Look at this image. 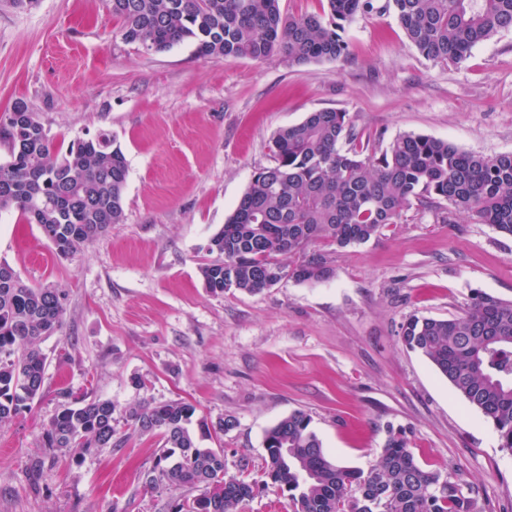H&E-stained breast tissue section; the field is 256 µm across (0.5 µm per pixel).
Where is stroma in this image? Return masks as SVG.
<instances>
[{
  "mask_svg": "<svg viewBox=\"0 0 512 512\" xmlns=\"http://www.w3.org/2000/svg\"><path fill=\"white\" fill-rule=\"evenodd\" d=\"M343 37L344 59L301 66L206 57L190 42L148 53L122 39L104 0H0V118L22 101L55 138L107 130L129 167L122 222L69 257L38 225L0 215V260L67 295L62 330L41 343L40 395L0 427V512H169L188 491L142 483L158 440L126 411L144 399L234 420L221 446L227 476L255 484L243 512H290L263 476L264 436L296 410L341 465L367 469L401 428L431 468L474 489L479 512H512V453L398 336L410 315L458 314L477 290L511 300L512 236L415 206L376 240L330 253L328 281L204 286L210 237L273 164L276 131L307 113L346 112L367 139L512 152V29L458 65L422 56L391 13ZM68 391L111 400L123 443L72 451L30 480Z\"/></svg>",
  "mask_w": 512,
  "mask_h": 512,
  "instance_id": "obj_1",
  "label": "stroma"
}]
</instances>
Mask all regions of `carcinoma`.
<instances>
[{
  "mask_svg": "<svg viewBox=\"0 0 512 512\" xmlns=\"http://www.w3.org/2000/svg\"><path fill=\"white\" fill-rule=\"evenodd\" d=\"M319 13L286 15L281 0H106L122 39L151 52L192 42L204 56L262 61L281 55L291 65L338 61L347 55L342 33L357 17L394 13L425 58L461 64L474 47L512 28V0H325ZM0 125L9 160L0 165V212L16 211L40 227L58 255L70 256L118 224L124 214L126 157L112 136L58 144L23 101ZM275 164L254 174L224 226L209 240L213 259L200 267L205 288L259 293L290 277L319 283L334 276L325 248L361 245L417 205L445 201L477 224L512 236V152L483 155L427 135L404 134L378 148L335 109L308 113L273 137ZM324 249L311 254L307 247ZM66 295L24 283L0 261V427L43 388L41 341L59 331ZM401 342L429 361L512 452V300L475 293L448 319L413 315ZM49 421L44 445L52 455L33 460L41 472L73 448L83 453L121 446L114 439L110 400L67 394ZM196 408L186 402L140 401L127 411L134 430L156 436L152 468L161 485L203 489L174 512H240L253 484L224 478V449L203 448L190 430ZM297 410L266 430L264 475L287 493L292 512H476L473 489L422 465L406 431L387 430L367 470L332 460ZM235 421L198 422L201 436L221 440ZM225 480L221 496L207 484Z\"/></svg>",
  "mask_w": 512,
  "mask_h": 512,
  "instance_id": "1",
  "label": "carcinoma"
}]
</instances>
